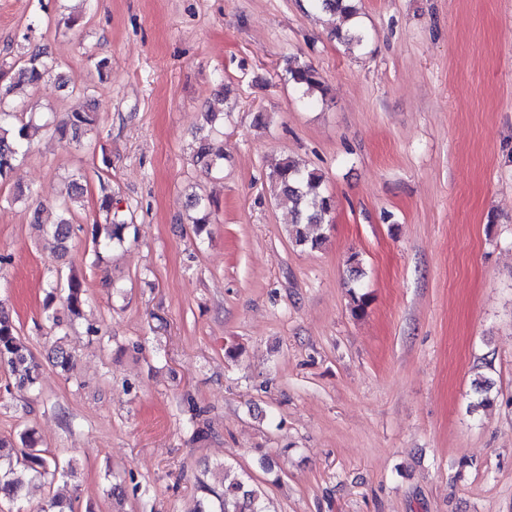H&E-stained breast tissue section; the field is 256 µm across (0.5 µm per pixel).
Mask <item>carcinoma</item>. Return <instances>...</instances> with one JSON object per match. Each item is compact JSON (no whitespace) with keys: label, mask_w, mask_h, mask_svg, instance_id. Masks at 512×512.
<instances>
[{"label":"carcinoma","mask_w":512,"mask_h":512,"mask_svg":"<svg viewBox=\"0 0 512 512\" xmlns=\"http://www.w3.org/2000/svg\"><path fill=\"white\" fill-rule=\"evenodd\" d=\"M313 6L339 19L333 26L331 35L352 48L360 47L366 40V34L359 25H351L356 17V8L350 0H312ZM285 71L289 79L304 93L313 97L324 92L323 80L313 66L297 59L286 60ZM54 79L58 86L67 85L64 77L57 71L56 65L46 49L35 47L12 62L0 63V179H5L14 169L15 163L26 155L29 141L34 132H45L60 139H77L96 130V108L90 104L84 110H73L59 120L53 112H24L15 99L18 87L38 86ZM192 157L201 168L211 173L222 168L223 155L213 152L204 135L194 140L191 146ZM274 197L289 206L291 221L288 224V236L296 246L316 249L321 246L324 236L321 226L329 222L335 207L332 197L323 191V175L309 169L299 161L287 158L276 166L270 175ZM84 194L79 179L68 181L65 193L61 194L54 209L57 220L47 230L54 252L60 254L68 249L72 227L75 224L76 203ZM98 208L112 214L109 241L121 244L126 239L129 224L118 218L113 211L112 190L108 183L99 181ZM190 208L196 210L199 217L194 220L196 230L210 223L209 205L203 198L190 199ZM66 296L64 302L74 317H80L83 303V282L76 274L66 278ZM0 365L13 371H19V381L33 386L39 379L40 365L29 348L20 339L15 323L0 306ZM21 443L25 446L22 459L16 460L21 469L9 468L0 471V502L12 504L20 500L25 477L44 479L53 482L56 476L64 475L70 463L63 462L55 455L37 447L36 440L27 433L22 434ZM200 488L215 496L218 503L216 512H265L262 493L246 487L236 481L224 487V493L215 492L206 483Z\"/></svg>","instance_id":"cac0c4a2"}]
</instances>
